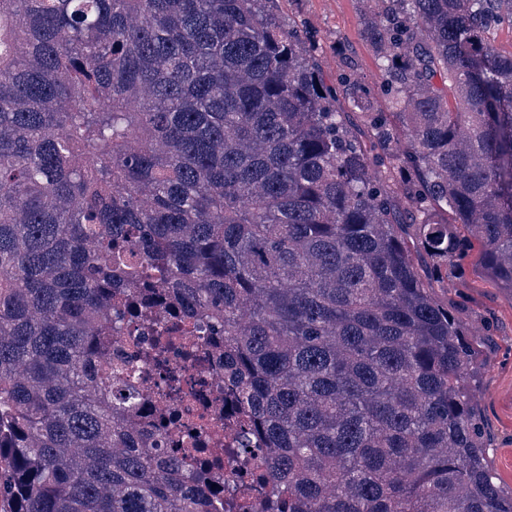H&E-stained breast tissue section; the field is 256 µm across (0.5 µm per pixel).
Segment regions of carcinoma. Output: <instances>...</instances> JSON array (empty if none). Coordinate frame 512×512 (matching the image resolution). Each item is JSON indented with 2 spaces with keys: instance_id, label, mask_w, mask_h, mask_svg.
Instances as JSON below:
<instances>
[{
  "instance_id": "cac0c4a2",
  "label": "carcinoma",
  "mask_w": 512,
  "mask_h": 512,
  "mask_svg": "<svg viewBox=\"0 0 512 512\" xmlns=\"http://www.w3.org/2000/svg\"><path fill=\"white\" fill-rule=\"evenodd\" d=\"M282 2L0 0L9 512L254 490L168 455L127 358L92 386L125 302L155 294L224 333L228 426L267 449L260 512H512L477 331L432 296L475 249L512 291V54L488 39L512 0H364L376 86L326 80Z\"/></svg>"
}]
</instances>
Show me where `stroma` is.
<instances>
[{
  "instance_id": "stroma-1",
  "label": "stroma",
  "mask_w": 512,
  "mask_h": 512,
  "mask_svg": "<svg viewBox=\"0 0 512 512\" xmlns=\"http://www.w3.org/2000/svg\"><path fill=\"white\" fill-rule=\"evenodd\" d=\"M291 18L308 22L323 52L324 76L352 67L357 79L373 85L381 78L361 18L360 0H289ZM440 300L456 305L461 317L481 327L482 367L476 379L477 413L489 434V458L499 485L512 491V294L478 279L473 273L449 275Z\"/></svg>"
}]
</instances>
